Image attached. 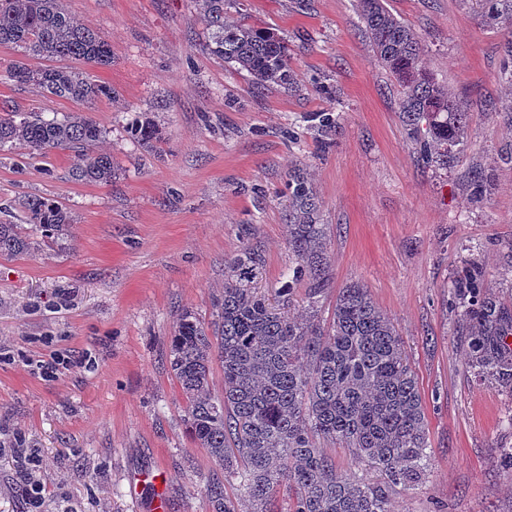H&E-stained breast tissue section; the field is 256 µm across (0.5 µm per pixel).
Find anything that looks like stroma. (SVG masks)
<instances>
[{
	"label": "stroma",
	"mask_w": 512,
	"mask_h": 512,
	"mask_svg": "<svg viewBox=\"0 0 512 512\" xmlns=\"http://www.w3.org/2000/svg\"><path fill=\"white\" fill-rule=\"evenodd\" d=\"M425 45L440 84L463 103L466 146L453 168L422 160L379 64L359 0H224V15L271 28L288 43L292 87H257L210 53L200 0H63L100 31L110 66L93 69L111 100L88 115L105 131L115 175L70 178L73 154L0 148V207L54 199L67 235L35 234L28 254L0 256V512H209L215 467L186 429L166 360L177 315L210 321L224 262L260 242L263 290L295 257L285 236L288 173L306 174L331 226L332 275L321 314L364 284L399 330L425 402L431 454L422 478L388 491L389 512H512V395L466 370L448 284L472 259L512 307V88L502 80L512 38L483 24L475 0H384ZM22 49L0 44V116L62 117L78 103L8 76ZM152 113L163 139L146 146L129 124ZM338 126L329 147L315 113ZM491 177L470 200L474 170ZM71 363L54 374L28 361ZM38 456L40 503L12 456Z\"/></svg>",
	"instance_id": "obj_1"
}]
</instances>
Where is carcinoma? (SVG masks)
Returning <instances> with one entry per match:
<instances>
[{
    "instance_id": "cac0c4a2",
    "label": "carcinoma",
    "mask_w": 512,
    "mask_h": 512,
    "mask_svg": "<svg viewBox=\"0 0 512 512\" xmlns=\"http://www.w3.org/2000/svg\"><path fill=\"white\" fill-rule=\"evenodd\" d=\"M205 2L211 53L263 87L294 80L283 37L243 20H224V0ZM477 3L483 23L512 35V0ZM359 8L376 59L400 87L403 123L414 134L426 133V159L448 165L463 148L467 112L423 61L421 38L384 0H360ZM0 44L20 47L34 59L67 58L97 67L112 62L107 40L75 22L62 0H0ZM9 77L74 102L112 99L111 87L79 70L17 61ZM315 120L323 138L336 129L329 114L317 113ZM130 134L147 145L162 139L145 112L135 116ZM103 138L104 130L81 112L61 119L40 112L0 117V147L23 144L33 154L72 151L71 176L80 182H112V155L97 149ZM488 187L486 175H474L472 201L481 202ZM21 208L28 223L49 236L73 224L63 205L39 195L23 199ZM329 233L308 178L291 171L286 237L296 262L287 280L271 296L259 292L264 253L248 241L225 261L211 322L189 311L177 319L166 359L186 402L191 437L217 465L205 489L211 512H276L282 488L293 496L289 512H388L387 488L410 484L422 473L429 449L425 406L393 321L357 282L340 289L330 319L319 316V298L330 279ZM33 248L21 225L0 220V255ZM299 286L306 288V306L294 317L288 309ZM448 296L465 328L467 367L512 394V310L490 292L487 272L475 262L458 267ZM216 364L224 375L220 395L211 387ZM326 443L350 449L386 484L338 474ZM228 472L239 480L245 502L227 494Z\"/></svg>"
}]
</instances>
